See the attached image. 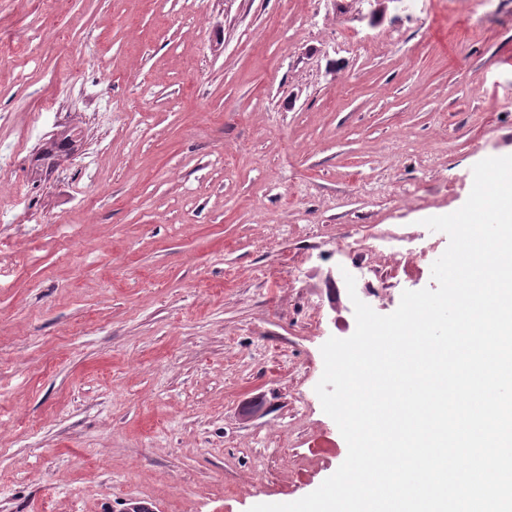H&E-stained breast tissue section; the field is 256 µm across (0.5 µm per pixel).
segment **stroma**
Wrapping results in <instances>:
<instances>
[{
	"label": "stroma",
	"instance_id": "obj_1",
	"mask_svg": "<svg viewBox=\"0 0 512 512\" xmlns=\"http://www.w3.org/2000/svg\"><path fill=\"white\" fill-rule=\"evenodd\" d=\"M52 18L87 47L63 89ZM1 41L8 179L66 125L92 161L0 192L32 217L0 227V512L313 492L347 455L315 392L344 271L382 315L436 288L423 219L512 155V0H0Z\"/></svg>",
	"mask_w": 512,
	"mask_h": 512
}]
</instances>
